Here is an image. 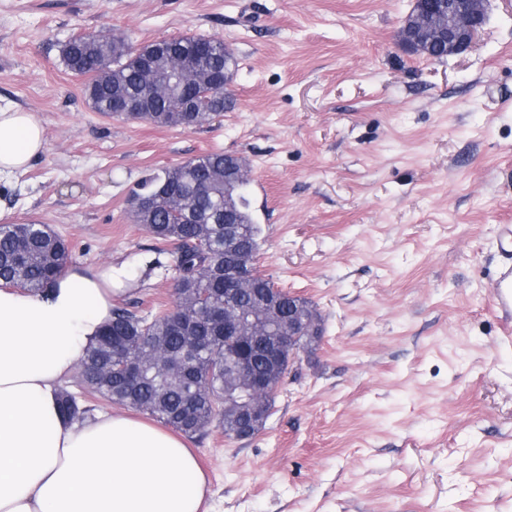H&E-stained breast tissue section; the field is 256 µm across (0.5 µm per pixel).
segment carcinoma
I'll return each instance as SVG.
<instances>
[{
  "instance_id": "1",
  "label": "carcinoma",
  "mask_w": 512,
  "mask_h": 512,
  "mask_svg": "<svg viewBox=\"0 0 512 512\" xmlns=\"http://www.w3.org/2000/svg\"><path fill=\"white\" fill-rule=\"evenodd\" d=\"M174 53L149 65L133 58L128 42L103 33L74 38L62 47V62L71 73L87 78L86 93L102 115L161 127L193 128L234 107L229 86L238 67L237 58L224 41L197 35L168 38ZM181 73L186 88L176 95L157 93L148 112H118V98L144 93L149 78L163 81ZM224 79V98L210 101L201 83ZM198 102L199 111L182 112L184 95ZM240 158L211 151L161 169L139 185L137 194H156L174 188L178 196L162 201L149 212L130 211L134 223L154 238L174 245L176 299L171 308L141 317L127 309H115L112 320L96 342L80 358V381L86 392L111 405L148 414L187 437L204 434L211 427L232 436L242 418L224 411V396L234 397L236 379L224 378V335L217 332L215 317L224 315V225L211 216L230 202L239 224L238 246L249 257L258 254L260 227L255 224L248 199V175ZM71 262L67 242L46 224L27 221L0 224V285L29 293H43ZM275 284L255 276L253 286L243 289L241 302L248 304L262 289ZM288 324V294H283L280 315L265 326L273 339ZM253 372L267 385H277L288 368V353L277 370L262 354L261 342L249 345ZM185 357L186 375L170 372L168 364ZM140 368L137 381L126 380L119 366ZM58 403L68 418L84 419L88 408L77 397L60 390Z\"/></svg>"
}]
</instances>
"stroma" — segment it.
Listing matches in <instances>:
<instances>
[{
	"mask_svg": "<svg viewBox=\"0 0 512 512\" xmlns=\"http://www.w3.org/2000/svg\"><path fill=\"white\" fill-rule=\"evenodd\" d=\"M411 0H0V105L47 149L0 183L12 221L62 236L72 266H126L115 305L175 300L174 247L133 224L148 174L242 157L257 267L311 301L323 336L255 436L187 439L210 512H512V325L492 306L512 224V0L465 52L401 48ZM223 40L235 106L188 129L109 118L63 44Z\"/></svg>",
	"mask_w": 512,
	"mask_h": 512,
	"instance_id": "1",
	"label": "stroma"
}]
</instances>
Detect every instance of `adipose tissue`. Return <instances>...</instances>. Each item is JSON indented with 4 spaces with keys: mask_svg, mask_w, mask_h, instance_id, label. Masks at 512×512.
Returning a JSON list of instances; mask_svg holds the SVG:
<instances>
[{
    "mask_svg": "<svg viewBox=\"0 0 512 512\" xmlns=\"http://www.w3.org/2000/svg\"><path fill=\"white\" fill-rule=\"evenodd\" d=\"M45 150L34 114L0 105V181ZM130 285L109 265L69 269L45 295L0 290V512H203L206 477L174 434L59 409L62 382Z\"/></svg>",
    "mask_w": 512,
    "mask_h": 512,
    "instance_id": "adipose-tissue-1",
    "label": "adipose tissue"
}]
</instances>
